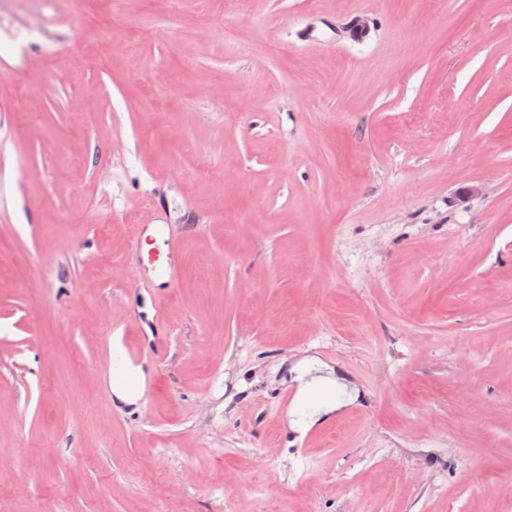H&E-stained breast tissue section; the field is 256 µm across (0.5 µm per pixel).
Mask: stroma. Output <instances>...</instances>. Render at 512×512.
I'll list each match as a JSON object with an SVG mask.
<instances>
[{
	"label": "stroma",
	"mask_w": 512,
	"mask_h": 512,
	"mask_svg": "<svg viewBox=\"0 0 512 512\" xmlns=\"http://www.w3.org/2000/svg\"><path fill=\"white\" fill-rule=\"evenodd\" d=\"M0 512H512V0H0ZM151 263L157 279L163 281L169 287H173L178 283L179 275L176 267L171 261H163L159 250L154 249L151 251ZM299 382L296 399L289 408L290 427L293 431L306 435L318 425L330 420L335 412L353 403L357 395L348 392L347 386L334 376L330 366L320 363L316 358L304 359L297 367ZM313 388L323 393L321 404L309 411L304 402ZM107 382L112 391H115L116 396L126 404H134L140 398L146 379V371L142 366H137L133 369L136 382L140 384V389L137 392H116L122 391L128 387V375L125 368L118 365L111 359L107 362Z\"/></svg>",
	"instance_id": "stroma-1"
}]
</instances>
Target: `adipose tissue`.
Returning a JSON list of instances; mask_svg holds the SVG:
<instances>
[{
  "instance_id": "1",
  "label": "adipose tissue",
  "mask_w": 512,
  "mask_h": 512,
  "mask_svg": "<svg viewBox=\"0 0 512 512\" xmlns=\"http://www.w3.org/2000/svg\"><path fill=\"white\" fill-rule=\"evenodd\" d=\"M297 371L299 386L289 408L290 427L295 432L307 434L356 399L355 394L348 392L346 385L335 376L332 368L316 358L303 360ZM314 388L322 392L323 400L319 406L309 410L305 408L304 402L309 391Z\"/></svg>"
}]
</instances>
